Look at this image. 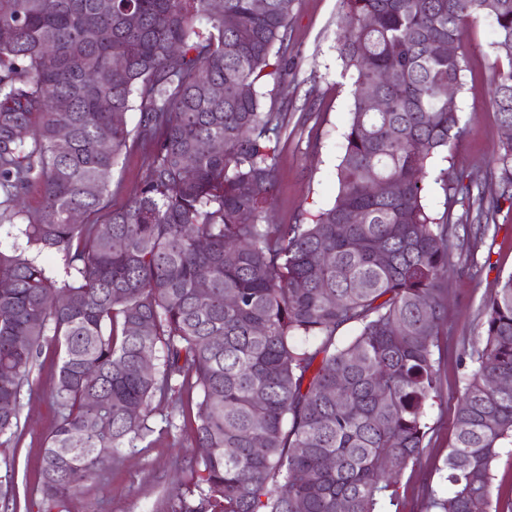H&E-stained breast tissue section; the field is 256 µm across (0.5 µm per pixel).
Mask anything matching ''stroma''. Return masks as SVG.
<instances>
[{
    "mask_svg": "<svg viewBox=\"0 0 512 512\" xmlns=\"http://www.w3.org/2000/svg\"><path fill=\"white\" fill-rule=\"evenodd\" d=\"M338 0H294L288 28V76L267 82L264 108L286 113L288 127L280 138L278 183L268 218L274 224H293L301 215L328 207L336 196V166L351 103V80L342 74L336 42ZM490 19L470 26L456 51L466 61L464 90L457 98L463 132L449 158H436L433 170L450 168L455 175L485 173L491 157L506 139L489 96L488 79L502 60L492 46ZM146 153L139 150L120 158L112 172L109 206L126 205L131 189L144 176ZM455 264L445 291L440 349L442 396L427 409L429 434L420 463L407 469L399 489V512H421L427 488L445 491L441 481L453 441V418L463 394V377L471 372L470 352L482 334V306L512 273V210L502 209L496 229L469 256L462 236H448ZM483 264L471 273V259ZM58 360L44 346L24 388L17 434L0 435V491L13 486L27 490L29 512H42L37 490L43 449L54 429L56 408L51 397ZM196 405L177 416L168 434L151 435L135 448L123 449L117 463L108 464L66 504L67 512H161L174 473H188L198 455L193 434Z\"/></svg>",
    "mask_w": 512,
    "mask_h": 512,
    "instance_id": "1",
    "label": "stroma"
}]
</instances>
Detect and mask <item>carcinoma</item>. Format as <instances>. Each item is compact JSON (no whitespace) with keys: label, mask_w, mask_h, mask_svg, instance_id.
Here are the masks:
<instances>
[{"label":"carcinoma","mask_w":512,"mask_h":512,"mask_svg":"<svg viewBox=\"0 0 512 512\" xmlns=\"http://www.w3.org/2000/svg\"><path fill=\"white\" fill-rule=\"evenodd\" d=\"M264 2L0 0V223L20 222L26 238L0 252V435L17 432L22 390L51 344L44 512H64L105 468L99 449L171 432L173 411L150 423L170 393L197 399L193 433L208 452L163 512H383L420 459L425 407L441 397L451 224L448 209L427 213L425 179L462 133L439 90L461 93L465 70L436 48L492 19L507 59L490 75L492 107L512 125V0H340L353 82L337 194L296 224L263 223L287 113L264 111L259 87L288 70L293 0ZM140 148L141 183L108 209L113 169ZM494 173L491 190L471 177L479 224L512 203V137ZM32 186L34 212L22 206ZM482 317L448 492L427 488L423 512H512L493 500L494 464L512 446V274ZM345 326L356 333L342 341ZM143 353L160 354L148 372Z\"/></svg>","instance_id":"carcinoma-1"}]
</instances>
